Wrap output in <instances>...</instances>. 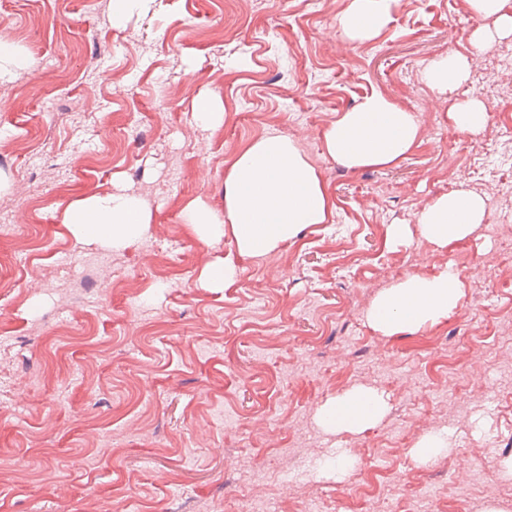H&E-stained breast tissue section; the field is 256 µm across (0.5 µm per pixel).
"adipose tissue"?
I'll use <instances>...</instances> for the list:
<instances>
[{"instance_id":"adipose-tissue-1","label":"adipose tissue","mask_w":512,"mask_h":512,"mask_svg":"<svg viewBox=\"0 0 512 512\" xmlns=\"http://www.w3.org/2000/svg\"><path fill=\"white\" fill-rule=\"evenodd\" d=\"M476 25L470 33L473 48L490 40L512 39V0H466ZM398 0H349L337 28L354 43L376 38L391 23ZM468 57L453 51L436 55L423 72L428 87L447 99L448 123L459 134L475 136L487 123L485 103L476 97L455 99L468 79ZM421 123L388 93L376 91L338 115L323 133L327 156L351 170L387 169L400 164L419 143ZM335 201L321 172L300 153L294 141L268 134L247 143L224 171V211L216 213L193 204L184 219L203 240L228 237L234 255L206 265L203 275L216 287H228L241 259L262 257L294 239L306 226L323 224L334 214ZM487 218L484 199L458 188L432 198L419 212L422 237L445 248L463 241ZM77 238L122 248L139 239L151 214L123 192L93 195L67 212ZM457 273L442 267L427 275L397 280L373 301L366 319L384 336H400L439 324L459 307ZM387 403L381 394L357 387L328 405L324 427L331 432H361L384 416Z\"/></svg>"}]
</instances>
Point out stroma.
I'll return each mask as SVG.
<instances>
[{
	"mask_svg": "<svg viewBox=\"0 0 512 512\" xmlns=\"http://www.w3.org/2000/svg\"><path fill=\"white\" fill-rule=\"evenodd\" d=\"M346 0H152L112 22L111 0H0L30 68L0 77V512H512V140L495 121L455 133L422 80L438 53L471 61L459 96L512 100V40L473 49L463 0H400L375 39H343ZM382 90L415 111L421 144L397 167L352 172L327 157L340 112ZM217 99L221 122L192 113ZM288 135L335 200L328 223L207 285L230 238L185 224L224 209L226 164ZM488 218L435 249L417 214L458 185ZM139 199L152 222L122 249L76 238L66 213L97 193ZM403 224L402 243L387 241ZM179 241L178 253L165 250ZM454 267L461 306L402 336L373 331V299L409 274ZM354 387L387 411L329 433L323 406ZM447 435L425 466L409 450ZM345 448L343 479L318 467ZM389 478L373 498L362 471Z\"/></svg>",
	"mask_w": 512,
	"mask_h": 512,
	"instance_id": "1",
	"label": "stroma"
}]
</instances>
